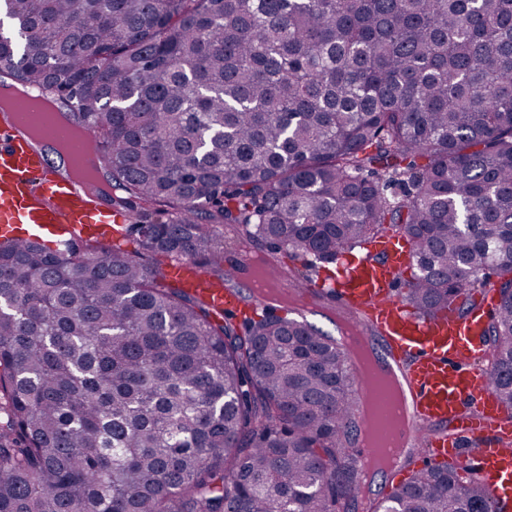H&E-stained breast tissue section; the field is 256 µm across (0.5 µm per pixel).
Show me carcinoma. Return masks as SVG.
<instances>
[{
	"label": "carcinoma",
	"mask_w": 512,
	"mask_h": 512,
	"mask_svg": "<svg viewBox=\"0 0 512 512\" xmlns=\"http://www.w3.org/2000/svg\"><path fill=\"white\" fill-rule=\"evenodd\" d=\"M1 76L97 111L134 222L67 253L0 241V512H348L336 340L218 318L129 239L234 288L226 228L303 282L401 238L421 314L497 291L512 421V0H0ZM407 473L367 512H496L450 465Z\"/></svg>",
	"instance_id": "1"
}]
</instances>
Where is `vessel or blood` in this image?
<instances>
[{
	"label": "vessel or blood",
	"mask_w": 512,
	"mask_h": 512,
	"mask_svg": "<svg viewBox=\"0 0 512 512\" xmlns=\"http://www.w3.org/2000/svg\"><path fill=\"white\" fill-rule=\"evenodd\" d=\"M129 219V213L80 189L24 135L17 117H0V240L37 237L51 249H66L111 236L113 225ZM409 257L403 240H375L340 257L337 276L322 279L317 291L335 296L357 317L361 332L372 333L387 358L404 366L414 401V456L425 464L477 474L498 512H512V423L504 421L482 365L487 314L497 303L496 292L472 291L478 307L464 316L452 310L423 316L402 301L395 283ZM170 274L216 312L239 315L261 306L243 289L212 283L189 262L172 264ZM432 424L450 426L451 432L426 434ZM466 442L475 444L474 454L462 451Z\"/></svg>",
	"instance_id": "obj_1"
}]
</instances>
